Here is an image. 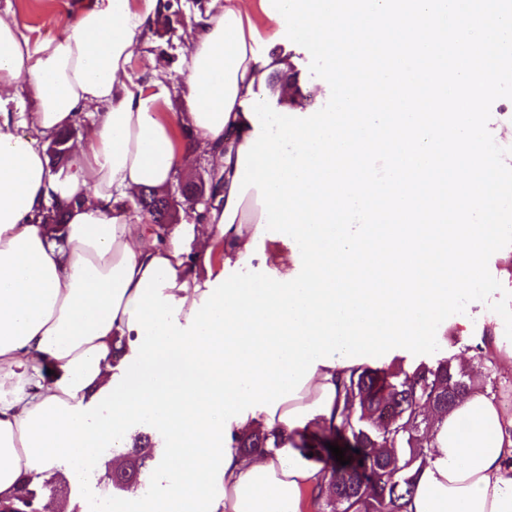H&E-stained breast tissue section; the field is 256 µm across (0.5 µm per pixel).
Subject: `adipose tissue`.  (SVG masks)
Returning <instances> with one entry per match:
<instances>
[{
    "mask_svg": "<svg viewBox=\"0 0 512 512\" xmlns=\"http://www.w3.org/2000/svg\"><path fill=\"white\" fill-rule=\"evenodd\" d=\"M325 2L212 0L176 113L163 82L130 73L159 0H89L35 44L0 17V500L61 460L93 476L105 446L122 465L125 427L151 424L168 473L114 512H309L326 476L297 444L328 428L341 378L428 347L481 280L512 228L476 116L512 72V0ZM290 18L329 59L339 111H264L286 60L259 22ZM81 113L52 171L45 146ZM198 152L224 175L222 206L143 223L135 194ZM54 200L59 230L36 218ZM256 427L276 445L238 455ZM434 431L408 512H512V416L495 398L474 390Z\"/></svg>",
    "mask_w": 512,
    "mask_h": 512,
    "instance_id": "adipose-tissue-1",
    "label": "adipose tissue"
}]
</instances>
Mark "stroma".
Segmentation results:
<instances>
[{
  "mask_svg": "<svg viewBox=\"0 0 512 512\" xmlns=\"http://www.w3.org/2000/svg\"><path fill=\"white\" fill-rule=\"evenodd\" d=\"M180 12L171 19L151 24L137 45L131 63V73L143 83L160 79L170 96H177L182 81L183 60L190 46L199 18L204 17L210 0H178ZM73 0H0V16L12 19L31 41L55 39L65 34L68 13ZM267 34L294 43L299 58L297 78L306 97L301 106L305 112H333L336 100L330 95L312 94L327 66L326 58L317 49L307 47L301 31L291 26L267 27ZM512 106V75L501 79L497 87L479 101L478 119L488 131L487 148L494 151L499 169L512 172V145L504 146L503 131L495 125L497 105ZM483 281L488 284L487 297L474 303V289H464L459 300L470 301L466 314H459L457 306H450L447 317L437 325L433 347L425 352L428 360L448 357L464 364L470 376L480 381L485 390L495 394L503 410L512 415V373H502L497 365L473 362L475 348L486 332L495 327V318L503 309L512 310V232L501 239L497 249L485 262ZM165 431L156 425L140 424L127 428L129 445L152 449L154 467L146 476L149 485L158 484L167 469L163 452Z\"/></svg>",
  "mask_w": 512,
  "mask_h": 512,
  "instance_id": "obj_1",
  "label": "stroma"
}]
</instances>
